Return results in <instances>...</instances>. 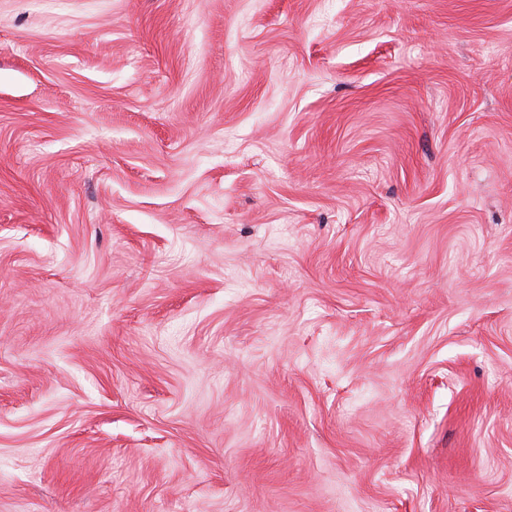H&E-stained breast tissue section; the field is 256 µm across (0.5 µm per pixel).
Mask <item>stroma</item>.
<instances>
[{"instance_id":"1","label":"stroma","mask_w":512,"mask_h":512,"mask_svg":"<svg viewBox=\"0 0 512 512\" xmlns=\"http://www.w3.org/2000/svg\"><path fill=\"white\" fill-rule=\"evenodd\" d=\"M0 512H512V0H0Z\"/></svg>"}]
</instances>
